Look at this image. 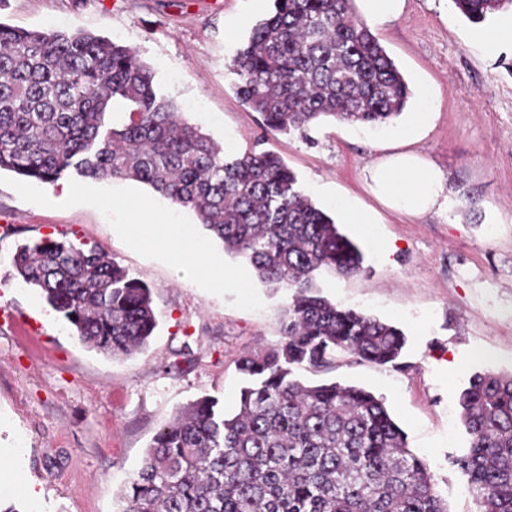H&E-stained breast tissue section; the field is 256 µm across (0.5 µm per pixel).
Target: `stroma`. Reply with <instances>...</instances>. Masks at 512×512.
<instances>
[{"mask_svg":"<svg viewBox=\"0 0 512 512\" xmlns=\"http://www.w3.org/2000/svg\"><path fill=\"white\" fill-rule=\"evenodd\" d=\"M273 0H9L0 22L86 31L135 49L185 118L227 151L271 150L307 195L364 254L362 274L322 273V294L389 322L407 337L403 369L349 355L325 370L296 368L309 384L339 382L382 397L409 448L428 465L448 512H478L451 460L469 446L459 394L470 377L512 373V7L480 25L452 0H404L370 26L408 80L404 113L377 126L317 124L303 135L267 131L236 94L230 64ZM445 179L440 211L408 216L369 191L365 169L393 153L400 131ZM66 196L0 173V505L17 512H121L119 492L156 433L198 398L234 412L238 358L282 342L286 291L272 292L245 258L225 253L195 216L132 180L60 179ZM190 228L193 240L239 270L240 288H215L145 251L126 226L137 204ZM365 215L361 231L347 209ZM496 225L486 237L487 225ZM95 247L147 282L158 326L146 349L115 358L87 348L12 263L44 238Z\"/></svg>","mask_w":512,"mask_h":512,"instance_id":"obj_1","label":"stroma"}]
</instances>
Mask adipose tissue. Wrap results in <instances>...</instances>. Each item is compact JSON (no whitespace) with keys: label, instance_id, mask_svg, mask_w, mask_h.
<instances>
[{"label":"adipose tissue","instance_id":"1","mask_svg":"<svg viewBox=\"0 0 512 512\" xmlns=\"http://www.w3.org/2000/svg\"><path fill=\"white\" fill-rule=\"evenodd\" d=\"M366 181L379 201L408 214L421 215L441 206L444 178L439 170L414 151L403 150L379 158L368 167ZM130 232L143 246L164 248L176 264L203 269L220 286L236 282L233 274L212 263L202 247L167 221L150 225L146 230L135 223Z\"/></svg>","mask_w":512,"mask_h":512}]
</instances>
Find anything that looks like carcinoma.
Segmentation results:
<instances>
[{"label":"carcinoma","instance_id":"obj_1","mask_svg":"<svg viewBox=\"0 0 512 512\" xmlns=\"http://www.w3.org/2000/svg\"><path fill=\"white\" fill-rule=\"evenodd\" d=\"M453 3L479 25L512 0ZM233 70L240 100L274 133L325 119L389 123L412 97L355 0H273ZM2 170L33 183H144L192 211L266 287L291 292L283 342L238 360L236 411L202 397L177 412L122 489V512H448L382 399L293 376L297 365L329 367L338 353L400 368L406 337L320 294L317 272L358 275L363 254L281 157L225 153L127 46L0 22ZM13 266L90 349L131 356L157 327L149 285L95 248L43 240L20 246ZM459 403L469 447L455 465L479 512H512V373L474 374Z\"/></svg>","mask_w":512,"mask_h":512}]
</instances>
